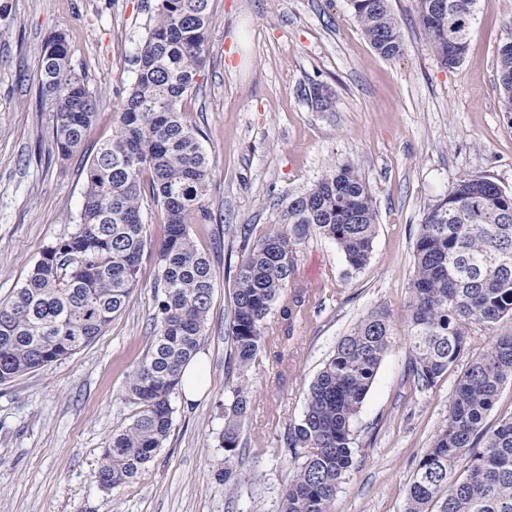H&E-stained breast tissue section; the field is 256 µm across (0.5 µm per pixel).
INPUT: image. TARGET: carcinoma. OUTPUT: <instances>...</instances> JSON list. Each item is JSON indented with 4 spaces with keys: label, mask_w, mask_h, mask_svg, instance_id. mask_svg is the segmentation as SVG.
Segmentation results:
<instances>
[{
    "label": "carcinoma",
    "mask_w": 512,
    "mask_h": 512,
    "mask_svg": "<svg viewBox=\"0 0 512 512\" xmlns=\"http://www.w3.org/2000/svg\"><path fill=\"white\" fill-rule=\"evenodd\" d=\"M212 0H158L152 27L137 56L134 83L116 113V130L85 171L76 232L44 250L12 299L0 303V384H7L92 344L123 309L147 245L144 201L166 216L156 252L153 338L126 382L137 407L112 431L95 473L114 489L131 483L169 436L182 367L200 348L215 274L196 247L190 225L211 219L206 195L212 160L202 132L180 104L206 61ZM428 44L454 67L463 60L477 0H413ZM361 32L386 59L404 50L389 0H349ZM66 38L46 41L41 95L55 100L52 143L58 157L81 146L99 99L71 67ZM501 110L512 114V40L497 50ZM288 228L251 241L253 225L234 230L244 251L233 275L229 334L242 371L259 363L272 335L268 316L286 298L297 241L313 231L336 243L354 269L369 259L376 208L365 178L351 164L332 169L288 201ZM512 191L487 177H465L431 205L419 225L409 284L404 341L408 377L434 388L469 349L477 331L488 346L465 363L448 416L420 459L404 512H512V413L488 431L485 421L502 386L512 382ZM394 341L390 313L368 311L338 342L309 385L300 419L284 445L294 471L279 512H335L341 485L354 465L355 423L381 362ZM250 391L236 387L224 408V482L241 445ZM463 473L449 482L459 462Z\"/></svg>",
    "instance_id": "carcinoma-1"
}]
</instances>
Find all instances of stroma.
I'll return each instance as SVG.
<instances>
[{"instance_id":"35a3bbf8","label":"stroma","mask_w":512,"mask_h":512,"mask_svg":"<svg viewBox=\"0 0 512 512\" xmlns=\"http://www.w3.org/2000/svg\"><path fill=\"white\" fill-rule=\"evenodd\" d=\"M212 5L207 62L181 103L213 161L212 220L191 227L216 277L200 347L207 391L195 402L175 395L170 435L132 483L99 487L112 432L135 412L126 381L150 342L165 221L152 206L138 283L106 331L79 353L0 385V512H279L284 436L324 360L372 308L386 307L396 326L405 322L427 208L464 177L486 176L512 191V114L500 110L497 72V48L512 39V0H478L467 52L452 68L431 52L413 0H389L405 41L396 59L372 48L347 0ZM155 8L156 0H0V302L47 247L75 232L85 169L112 137ZM56 33L100 99L66 160L53 148V116L39 87L42 48ZM316 84L330 94L328 110L307 99ZM345 164L363 175L377 210L367 263L353 269L315 233L298 241L289 292L305 293V314L292 325L273 307V341L260 365L239 371L228 340L240 257L232 227L250 224L263 235L289 199ZM408 360L395 339L360 409L354 467L335 512H403L461 372L452 367L421 391L407 377ZM243 382L251 403L228 466L218 437L224 404Z\"/></svg>"}]
</instances>
